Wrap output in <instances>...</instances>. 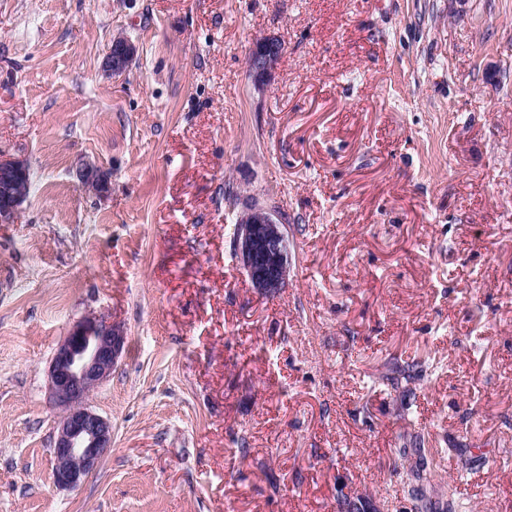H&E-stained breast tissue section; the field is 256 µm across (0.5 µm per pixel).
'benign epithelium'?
Here are the masks:
<instances>
[{
	"label": "benign epithelium",
	"mask_w": 512,
	"mask_h": 512,
	"mask_svg": "<svg viewBox=\"0 0 512 512\" xmlns=\"http://www.w3.org/2000/svg\"><path fill=\"white\" fill-rule=\"evenodd\" d=\"M136 54L130 40L114 41L107 71L115 78L124 75ZM284 54L285 47L274 37L254 43L246 65L255 89L265 90ZM27 177L24 162L0 153L1 223L17 218L25 199L19 185ZM79 179L98 196L111 189L108 175L94 164L83 165ZM232 249L254 288L275 294L285 286L291 251L286 229L275 212L256 202L245 203L232 228ZM124 343L120 326L90 315L77 321L54 351L49 365L50 399L60 410V420L53 444L52 480L59 489L81 487L112 448V425L91 408L89 398L112 375Z\"/></svg>",
	"instance_id": "benign-epithelium-1"
}]
</instances>
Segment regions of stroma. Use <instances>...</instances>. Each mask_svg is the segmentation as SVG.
Here are the masks:
<instances>
[{
    "label": "stroma",
    "mask_w": 512,
    "mask_h": 512,
    "mask_svg": "<svg viewBox=\"0 0 512 512\" xmlns=\"http://www.w3.org/2000/svg\"><path fill=\"white\" fill-rule=\"evenodd\" d=\"M0 151L31 178L0 223V512H412L404 447L433 501L512 512V0H0ZM251 198L288 232L274 296L233 256ZM90 314L126 336L90 401L112 448L65 490L48 367ZM285 54V47L274 37L256 41L250 49L246 65L247 73L255 89L263 92ZM137 54L134 43L128 39H118L112 43V51L107 58V71L113 77L124 75ZM79 179L84 188L98 196H104L111 189L108 175L94 164L83 165Z\"/></svg>",
    "instance_id": "1"
}]
</instances>
